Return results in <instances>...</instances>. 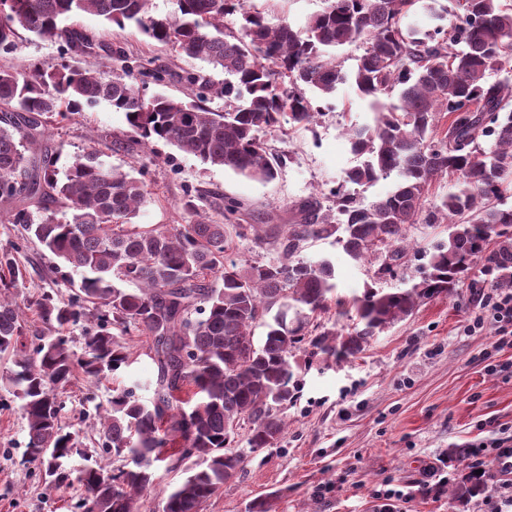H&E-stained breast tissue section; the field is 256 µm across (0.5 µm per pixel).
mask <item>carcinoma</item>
<instances>
[{"instance_id": "obj_1", "label": "carcinoma", "mask_w": 512, "mask_h": 512, "mask_svg": "<svg viewBox=\"0 0 512 512\" xmlns=\"http://www.w3.org/2000/svg\"><path fill=\"white\" fill-rule=\"evenodd\" d=\"M172 16L157 17L149 0H0V51L15 46L23 29L64 52L94 48L93 37L61 20L90 15L123 29L136 26L180 57L224 72L219 93L229 108L213 111L194 99L188 73L181 96L145 98L127 73L88 72L69 64L53 69H0V202L26 238L70 268L69 298L51 292L35 302L46 333L26 351V324L13 302L0 298V358L12 359L6 380L20 401L27 456L44 466L50 488L76 482L81 512H141L154 486L153 463L162 449L189 448L193 467L162 492L161 512H203L204 504L244 469L232 448L247 431L252 452L278 445L288 428L286 410L297 400L293 351L308 344L330 359L365 349L379 333L409 316L425 299L453 295L480 273L512 289V80L501 77L512 54V8L502 0H462L449 14L440 0H327L295 29L270 25L249 0H176ZM238 11V31L224 17ZM362 44L356 68L343 71L335 51ZM352 82L369 101L371 120L346 128L360 157L326 205L309 197L289 206L287 232L268 224H239L243 206L224 201V222L191 219L176 226L135 223L147 185L105 165L95 152L71 158L43 144L48 126L101 101L125 114L132 135L118 146L141 152L162 141L202 163L269 182L282 164L260 133L286 121L307 127L319 106L307 96L335 95ZM398 92L397 101L385 102ZM448 127H441L443 119ZM488 141L483 146L482 141ZM456 175L455 189L427 205L437 176ZM394 177L393 189L365 204L346 190ZM448 221V239L434 246L421 281L386 291L367 288L352 300L356 323L311 329L336 288L327 259L302 255L310 241L334 238L351 260L369 259L392 273L411 248L410 228ZM253 231L256 246L280 258L266 263L229 260L233 237ZM25 272L9 251L0 253V288H16ZM96 329L84 336L78 358L61 330L84 316ZM264 328L254 340L256 327ZM118 330L115 335L112 330ZM151 339L152 395L115 390L99 414L104 452L128 460L106 471L86 466L72 475L64 463L82 453L77 437L59 422L57 389L79 369L92 382L129 363L119 337ZM491 479L474 473L455 484L451 499L485 496Z\"/></svg>"}]
</instances>
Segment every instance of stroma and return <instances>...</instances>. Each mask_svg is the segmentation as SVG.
I'll list each match as a JSON object with an SVG mask.
<instances>
[{"instance_id": "35a3bbf8", "label": "stroma", "mask_w": 512, "mask_h": 512, "mask_svg": "<svg viewBox=\"0 0 512 512\" xmlns=\"http://www.w3.org/2000/svg\"><path fill=\"white\" fill-rule=\"evenodd\" d=\"M270 24L301 25L321 11L325 0H259ZM80 26L97 41L122 48V55L97 51L63 55L58 44L21 32L12 51L0 53V67L20 63L57 66L60 61L84 69L135 72L133 81L143 96L159 91L178 95L186 73L209 78L222 86L224 74L207 63L176 57L170 49L151 41L136 27L118 28L93 16L78 17ZM155 61L168 76L158 83L137 75L140 63ZM371 116L366 99L351 83L338 86L323 115L306 128L283 125L261 139L283 164L276 179L256 182L232 171L203 164L193 155L165 143H156L139 154L103 151L106 165L144 177L148 202L138 218L142 224L177 225L187 221L183 209L193 199L202 217L217 220L228 198L242 202L247 223L274 219L289 224L290 202L328 193L358 158L344 134L345 126L361 124ZM124 113L102 102L84 109L69 122L51 126L46 145L62 161L95 149L99 134H130ZM7 207L0 203V251L15 252L27 275L12 289L21 313L32 329L40 323L33 311L42 292L66 291L62 273L53 271V258L36 244L23 240L15 225L6 221ZM307 257L331 260L335 267V300L315 322L325 327H346L337 315V300H351L368 286L406 288L420 279V260L407 256L394 274H377L373 264L349 260L340 245L312 241ZM480 296L464 285L455 296L438 295L424 300L411 315L382 332L361 353L334 364L312 354L310 347L295 351L291 363L299 383L298 399L289 406L288 430L278 447L249 454L241 476L224 486L203 512H246L258 496L274 499L275 512H383L376 490L384 484L403 491L408 512H493L497 493L460 505L448 489L468 472L467 462L449 463V449L468 448L512 434V374L492 375L486 363L512 361V348L494 349V328L466 330ZM132 352L127 367L114 376L93 383L75 373L58 394L63 405L61 422L83 442L86 456L68 463L79 470L96 461L106 470L119 461L97 445L96 406L107 405L113 389L133 388L153 375L149 340L127 337ZM19 402L0 383V512H73L79 487L51 490L43 482L39 463L26 455V424Z\"/></svg>"}]
</instances>
